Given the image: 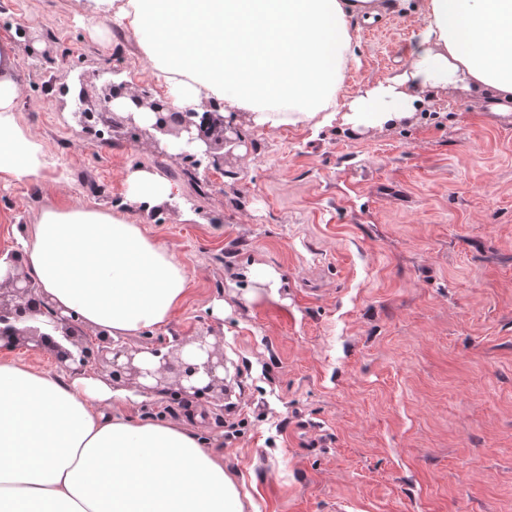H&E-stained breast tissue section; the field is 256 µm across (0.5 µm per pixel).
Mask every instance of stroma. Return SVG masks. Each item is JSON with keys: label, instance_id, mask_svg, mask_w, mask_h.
<instances>
[{"label": "stroma", "instance_id": "1", "mask_svg": "<svg viewBox=\"0 0 512 512\" xmlns=\"http://www.w3.org/2000/svg\"><path fill=\"white\" fill-rule=\"evenodd\" d=\"M418 6L350 19L344 95L398 72ZM88 18L74 0H0L17 114L52 157L42 177L0 175V252L61 202L122 213L174 250L185 303L127 342L220 336L238 378L222 402L130 413H200L242 512H512V104L451 86L361 131L242 118L205 180L150 135L131 138L118 112L111 152L97 150L76 109L98 106L104 70L134 91L154 80L125 26ZM135 167L175 199L142 213L125 184ZM256 265L279 274L278 298H252L243 273Z\"/></svg>", "mask_w": 512, "mask_h": 512}]
</instances>
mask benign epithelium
<instances>
[{"mask_svg":"<svg viewBox=\"0 0 512 512\" xmlns=\"http://www.w3.org/2000/svg\"><path fill=\"white\" fill-rule=\"evenodd\" d=\"M120 98L130 100L138 110L147 109L153 113L151 129L155 134L182 138L188 147L196 141L206 146L203 151L187 149L179 154V158L203 169L206 175L211 168L220 165L219 157L214 154L216 146L232 142L224 129L223 116L207 112L208 126L203 130L195 121L197 112L176 108L170 97H156L148 87L132 92L126 82L114 79L105 83L99 111L112 112L113 102ZM1 258L13 266V274L0 283V340L12 339L17 346L48 352L60 369L71 373L99 364L112 382L130 381L145 392L160 388L171 378L176 394L182 399L219 401L224 398V378L219 376V371L224 369V350L220 343H211L201 334L189 341L177 339L166 351L150 347L148 353L153 357V364L141 367L135 364L139 351L112 340L104 331L94 336L89 334L73 312L65 316L56 311L36 283L20 270L19 252H1ZM38 316L43 318L41 325L29 324ZM190 343L195 345V350L184 352Z\"/></svg>","mask_w":512,"mask_h":512,"instance_id":"obj_1","label":"benign epithelium"}]
</instances>
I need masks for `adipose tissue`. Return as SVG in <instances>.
Returning <instances> with one entry per match:
<instances>
[{
    "label": "adipose tissue",
    "instance_id": "adipose-tissue-1",
    "mask_svg": "<svg viewBox=\"0 0 512 512\" xmlns=\"http://www.w3.org/2000/svg\"><path fill=\"white\" fill-rule=\"evenodd\" d=\"M387 0H94L125 19L160 65L176 105L222 104L225 121L279 129L341 121L351 130L410 115L416 94L461 86L512 102V0H421L400 71L340 99L353 61L348 19ZM16 56L0 40V174L42 176L40 144L17 117ZM144 211L173 198L142 168L126 176ZM27 273L55 309L113 338L166 325L190 275L173 250L125 217L51 206L20 235ZM126 391L93 372L61 379L0 349V512H242L224 457L198 429L125 414Z\"/></svg>",
    "mask_w": 512,
    "mask_h": 512
}]
</instances>
